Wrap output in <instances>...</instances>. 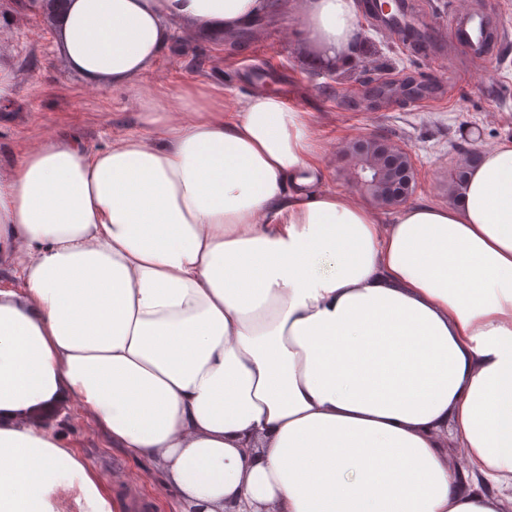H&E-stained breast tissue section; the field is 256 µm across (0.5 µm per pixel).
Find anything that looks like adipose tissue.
Returning a JSON list of instances; mask_svg holds the SVG:
<instances>
[{
	"label": "adipose tissue",
	"mask_w": 512,
	"mask_h": 512,
	"mask_svg": "<svg viewBox=\"0 0 512 512\" xmlns=\"http://www.w3.org/2000/svg\"><path fill=\"white\" fill-rule=\"evenodd\" d=\"M272 0H63L58 48L141 128L52 133L0 174V512H125L49 414L150 461L173 512H505L512 496V144L458 202L394 223L324 188L305 113L140 85L180 23ZM329 54L355 0H306ZM456 435L481 480L448 462ZM504 488L495 496L485 485Z\"/></svg>",
	"instance_id": "1"
}]
</instances>
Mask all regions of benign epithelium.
<instances>
[{
    "label": "benign epithelium",
    "instance_id": "1",
    "mask_svg": "<svg viewBox=\"0 0 512 512\" xmlns=\"http://www.w3.org/2000/svg\"><path fill=\"white\" fill-rule=\"evenodd\" d=\"M346 177L375 209L399 212L410 202L417 185V167L409 148L382 136L354 137L341 146ZM474 152H467L450 172L448 191L464 189L474 168Z\"/></svg>",
    "mask_w": 512,
    "mask_h": 512
}]
</instances>
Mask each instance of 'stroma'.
I'll use <instances>...</instances> for the list:
<instances>
[{"mask_svg":"<svg viewBox=\"0 0 512 512\" xmlns=\"http://www.w3.org/2000/svg\"><path fill=\"white\" fill-rule=\"evenodd\" d=\"M356 0L361 28L356 59L337 57L335 74L322 65L320 47L301 31L298 0H277L248 32L223 40L183 24L171 52L153 67L141 91L163 103L160 89L187 81L223 87L227 105L256 91H274L305 112L311 137L323 156L327 188L349 192L342 179L340 143L379 134L408 147L417 164L414 202L451 205L447 173L468 150L512 142V52L461 56L452 43L432 55L403 41ZM13 72L0 98V171L51 132H65L90 149L139 128L127 91L89 88L57 48L48 10L25 0H0V57ZM66 444L92 463L100 476L118 475L111 494L137 493L149 512H168L167 494L155 470L110 441L78 407L57 411Z\"/></svg>","mask_w":512,"mask_h":512,"instance_id":"stroma-1","label":"stroma"}]
</instances>
